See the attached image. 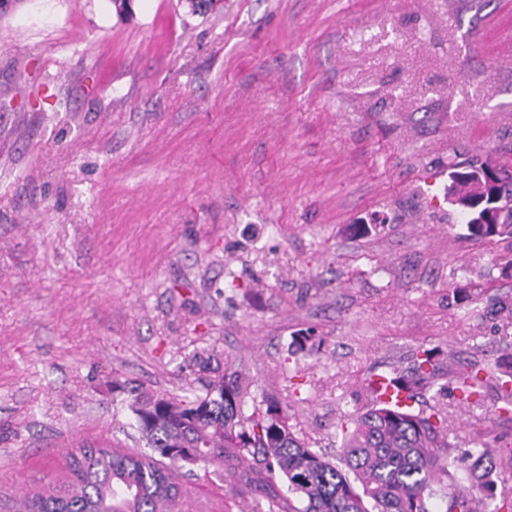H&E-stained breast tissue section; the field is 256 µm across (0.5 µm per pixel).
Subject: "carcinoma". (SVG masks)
Returning <instances> with one entry per match:
<instances>
[{"mask_svg":"<svg viewBox=\"0 0 512 512\" xmlns=\"http://www.w3.org/2000/svg\"><path fill=\"white\" fill-rule=\"evenodd\" d=\"M448 203L470 208L469 236L508 243L512 269V165L475 161L466 169L448 161ZM493 320H512V298L488 306ZM301 332L288 347L295 358L313 351ZM192 396L137 390L128 404L130 427L148 451L83 442L69 453L67 476L22 496L16 512H176L184 490L181 469L200 461L236 493L251 492L257 512H512V497L497 495L495 450L483 446L456 460L449 471L448 411L423 405L419 390L431 385L436 353L417 350L408 366L388 377L404 395L387 401L365 389V404L342 426L339 462L310 446L288 411L257 392L242 371L210 376L209 361L196 360ZM502 391L499 412L512 415V352L497 361ZM484 369L467 363L440 390L474 404Z\"/></svg>","mask_w":512,"mask_h":512,"instance_id":"obj_1","label":"carcinoma"}]
</instances>
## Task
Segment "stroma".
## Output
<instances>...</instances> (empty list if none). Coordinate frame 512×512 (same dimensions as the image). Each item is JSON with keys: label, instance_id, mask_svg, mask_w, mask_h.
<instances>
[{"label": "stroma", "instance_id": "1", "mask_svg": "<svg viewBox=\"0 0 512 512\" xmlns=\"http://www.w3.org/2000/svg\"><path fill=\"white\" fill-rule=\"evenodd\" d=\"M512 154V0H18L0 13V512L73 443L136 447L123 399L242 365L312 447L374 373L440 352L450 456L499 445L505 243L469 237L448 162ZM313 331L290 388L288 345ZM185 512L227 503L208 465ZM482 373H485V370L478 364H464L452 372L448 384L441 386L439 391H446L444 396H448L449 391L459 404L477 403L485 382Z\"/></svg>", "mask_w": 512, "mask_h": 512}]
</instances>
